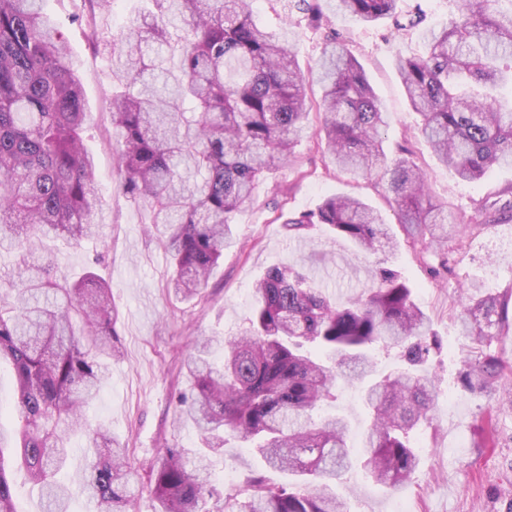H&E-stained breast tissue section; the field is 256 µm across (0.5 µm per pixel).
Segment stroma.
<instances>
[{
	"label": "stroma",
	"mask_w": 512,
	"mask_h": 512,
	"mask_svg": "<svg viewBox=\"0 0 512 512\" xmlns=\"http://www.w3.org/2000/svg\"><path fill=\"white\" fill-rule=\"evenodd\" d=\"M84 76L88 117L85 143L93 153L104 199L103 234L78 246L58 242L60 273L81 275L93 269L112 285L119 311L117 330L122 353L109 365V377L86 410L91 425L111 429L127 443L135 470L137 512H154L151 468L160 448H189L198 441L192 422L177 423V400L189 392L183 369L194 338H214L212 360L222 361L227 340L248 325L253 283L271 267L293 265L338 302L371 286L375 257L357 256L351 243L330 232L289 236L286 214L313 211L327 197L344 193L379 209L395 223L380 184L372 178L352 180L338 172L316 147L317 123H310L295 148L296 163L277 171L260 186L253 204L234 218L237 243L209 280L199 301L176 299L166 288L168 254L161 236L145 222V210L118 187L112 151V63L88 40L83 21L96 22L109 34L120 32L138 8L137 0H114L110 13L91 0H46ZM422 15L423 27L458 17L459 0H397L398 17ZM331 26L362 64L390 122L384 147L394 153L405 142L414 151L435 200L444 203L463 230L449 240L451 262L441 268L426 244L398 235L397 248L385 264L407 281L415 302L432 320L442 350L436 359L440 375L433 419L417 438L421 464L411 481L386 489L362 472L348 474L338 492L347 512H393L402 500L408 512H512V380L492 390L463 394L457 375L471 343L462 336L455 313L466 281L476 279L486 291L512 287V221L490 226L475 223L478 207L512 185V167H497L480 182L459 180L424 144L420 116L408 103L395 69L398 57L422 54L423 27L397 29L393 21L359 25L332 16ZM255 451L229 440L223 454L211 456L210 479L219 492L239 489L243 479L260 470Z\"/></svg>",
	"instance_id": "1"
}]
</instances>
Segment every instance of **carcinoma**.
<instances>
[{
    "mask_svg": "<svg viewBox=\"0 0 512 512\" xmlns=\"http://www.w3.org/2000/svg\"><path fill=\"white\" fill-rule=\"evenodd\" d=\"M43 0H0V250L19 263L0 281V361L11 363L9 405L18 427L0 429V512H15L13 476L23 471L46 512H68L70 486L56 479L74 437L92 449L80 486L95 512H135L127 448L92 428L85 410L119 352L112 288L89 271L57 278L50 256L31 260L42 239L78 243L100 233L103 199L94 156L84 146L87 105L80 65ZM120 41L89 38L112 59V142L120 190L150 208L172 268L174 295L201 294L233 244L235 214L258 187L291 163L309 114L317 144L352 177L381 184L412 241L434 247L448 267L455 221L434 203L410 158H388V125L362 64L336 31L325 34L320 72L301 70L289 37L258 26L253 0H147ZM328 0H295L308 22L327 27ZM336 14L361 25L396 16L397 0H335ZM461 17L423 32L427 52L400 57L397 70L422 138L463 181L512 165V0H460ZM318 82L321 99L307 90ZM506 200L486 202L479 225L512 220ZM301 237L325 226L366 253L395 245L383 215L336 194L285 221ZM373 287L337 304L299 270L274 266L254 287L244 334L211 360V340L195 342L186 363L190 395L181 415L199 432L195 449L165 448L153 469L155 512H344L337 488L363 465L388 488L404 485L421 462L413 435L431 423L438 377L423 369L438 343L429 316L392 269L376 263ZM477 346L458 381L483 392L512 378V362L487 351L512 330V290L493 294L472 280L457 314ZM397 366L378 370L379 352ZM362 384L371 422L358 444L348 421L314 415L336 400L339 382ZM250 445L266 468L213 499L203 457L226 437Z\"/></svg>",
    "mask_w": 512,
    "mask_h": 512,
    "instance_id": "carcinoma-1",
    "label": "carcinoma"
}]
</instances>
